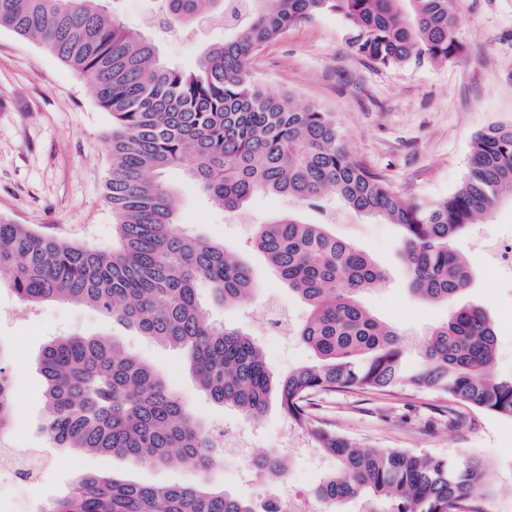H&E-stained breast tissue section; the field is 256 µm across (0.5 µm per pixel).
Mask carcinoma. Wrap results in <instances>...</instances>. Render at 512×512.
Returning a JSON list of instances; mask_svg holds the SVG:
<instances>
[{
	"label": "carcinoma",
	"instance_id": "obj_1",
	"mask_svg": "<svg viewBox=\"0 0 512 512\" xmlns=\"http://www.w3.org/2000/svg\"><path fill=\"white\" fill-rule=\"evenodd\" d=\"M109 0H0V28L38 41L83 75L112 116V167L105 197L115 213L112 250L61 242L0 216V286L20 301L57 300L99 308L143 335L187 351L199 390L260 419L271 396L312 447L336 459L314 489L333 509L365 498L364 512H484L483 463L408 450L366 448L336 432L312 408L336 392L430 390L449 401L512 419V379L493 372L497 331L475 306L418 341L421 360L404 365L402 334L362 304L386 271L329 230L324 196L344 209L397 224L411 291L451 304L468 288L472 265L452 246L479 213L512 194V125L475 134L467 171L451 195L431 201L400 195L344 145L335 114L292 105L255 80L251 60L288 28L339 15L352 51L379 66H423L462 50L456 0H162L160 28L224 19L229 35L206 46L190 69L169 66L148 34L125 26ZM179 168L209 199L235 215L257 192L286 197L316 214L280 215L254 233L252 248L308 306L294 332L317 362L285 376L268 367L254 336L216 324L197 294L238 305L259 288L251 268L224 246L176 219L177 195L163 180ZM49 443L139 464L176 458L208 469L217 444L150 366L121 344L64 335L43 349ZM11 382L0 372V436L11 425ZM254 468L285 473L276 455ZM48 512H256L251 503L206 484L155 486L105 472L82 475Z\"/></svg>",
	"mask_w": 512,
	"mask_h": 512
}]
</instances>
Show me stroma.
Here are the masks:
<instances>
[{"instance_id": "stroma-1", "label": "stroma", "mask_w": 512, "mask_h": 512, "mask_svg": "<svg viewBox=\"0 0 512 512\" xmlns=\"http://www.w3.org/2000/svg\"><path fill=\"white\" fill-rule=\"evenodd\" d=\"M461 17L459 59L435 66L378 67L351 52L342 21L334 15L288 29L253 61L258 82L274 94H290L335 113L348 149L383 174L402 195L433 200L462 183L474 135L492 125H512V0H457ZM126 26L153 36L161 57L192 67L205 45L224 40L223 25L204 20L177 31H162L151 0H121ZM111 116L97 106L89 82L39 44L0 30V215L38 227L63 241L112 247L114 216L104 185L112 157L107 134ZM167 181L180 201L179 220L203 238L223 243L253 267L260 290L246 303L215 312L218 322L248 330L263 348L274 374L314 362L315 356L292 331L271 336L261 309L266 299L288 310L292 323L304 320L301 299L268 269L251 248L257 225L286 213L284 197H252L229 215L198 191L184 173ZM331 229L364 249L388 271L382 290L365 304L396 326L417 359L415 346L429 327L448 317L444 304L420 301L408 288L400 253V231L385 221L345 212L335 199ZM512 225V201L478 218L455 248L470 261L473 280L459 304L481 307L498 333L494 373L512 379V281L501 278L473 250V242ZM76 332L117 339L164 376L209 429L226 439L243 438L244 448L224 450L208 471L184 464L139 465L115 455H89L50 447L45 382L39 365L44 345ZM0 339L11 349L4 365L12 385V425L0 445L25 451L44 449L48 462L29 483L0 475V512H44L84 473L107 472L135 483H207L262 506L281 490L311 494L336 468L335 459L313 456L306 434L270 403L261 420L214 402L197 388L186 354L159 344L136 328L112 322L96 308L66 301L35 306L0 288ZM320 418L351 440L373 448H401L450 461L474 456L484 463L485 512H512V420L418 390L411 395L339 393L315 400ZM271 452L284 458L286 475L273 479L242 475V461Z\"/></svg>"}]
</instances>
